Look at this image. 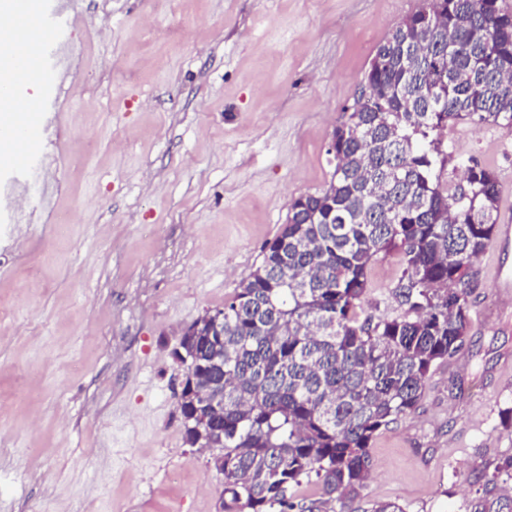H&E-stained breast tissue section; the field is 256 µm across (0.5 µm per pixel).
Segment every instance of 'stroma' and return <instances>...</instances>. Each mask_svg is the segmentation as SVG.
I'll return each instance as SVG.
<instances>
[{
  "label": "stroma",
  "mask_w": 512,
  "mask_h": 512,
  "mask_svg": "<svg viewBox=\"0 0 512 512\" xmlns=\"http://www.w3.org/2000/svg\"><path fill=\"white\" fill-rule=\"evenodd\" d=\"M422 0H70L62 90L19 84L40 115L34 150L0 162V512H218L224 479L184 441V328L223 308L260 265L290 199L320 191L326 153L375 51ZM490 167L512 212V131L442 133ZM490 245L470 327L416 411L381 430L351 507L465 512L512 455V303ZM401 272L368 270L389 314Z\"/></svg>",
  "instance_id": "35a3bbf8"
}]
</instances>
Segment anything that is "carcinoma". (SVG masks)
I'll use <instances>...</instances> for the list:
<instances>
[{
    "mask_svg": "<svg viewBox=\"0 0 512 512\" xmlns=\"http://www.w3.org/2000/svg\"><path fill=\"white\" fill-rule=\"evenodd\" d=\"M366 95L334 128L316 194L288 203L262 262L224 303V340H183L195 395L224 389V512H319L359 496L377 433L414 413L431 370L468 332L474 269L492 244L500 190L469 160L449 183L440 134L468 120L512 129V6L423 0L378 47ZM392 251L395 314L365 309L368 269ZM316 477L320 498L292 489ZM512 455L466 512H512Z\"/></svg>",
    "mask_w": 512,
    "mask_h": 512,
    "instance_id": "1",
    "label": "carcinoma"
}]
</instances>
